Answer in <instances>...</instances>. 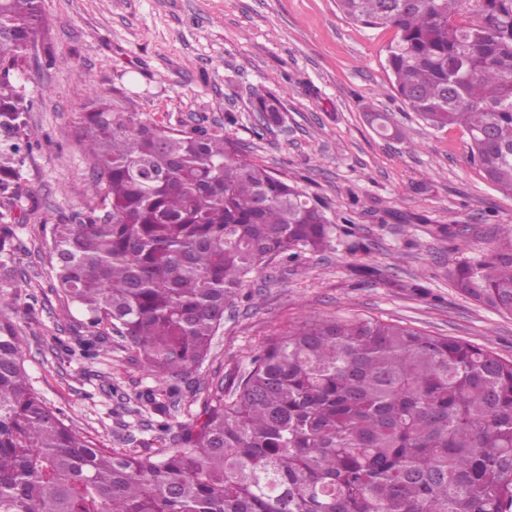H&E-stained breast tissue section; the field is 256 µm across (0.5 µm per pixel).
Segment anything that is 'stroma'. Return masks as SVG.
<instances>
[{"label":"stroma","mask_w":512,"mask_h":512,"mask_svg":"<svg viewBox=\"0 0 512 512\" xmlns=\"http://www.w3.org/2000/svg\"><path fill=\"white\" fill-rule=\"evenodd\" d=\"M42 9L38 51L57 63L25 74L28 123L42 142L18 204L26 282L0 290L13 299L0 318L16 327L34 388L81 436L144 455L180 447L212 387L234 390L269 338L307 319L377 318L512 358V316L461 297L448 280L455 262L497 246L512 225V194L485 180L461 128H429L390 96L394 29L356 25L336 0H42ZM85 83L123 89L161 125L223 127L254 163L311 196L337 239L354 231L370 252L339 246L262 264L174 395L120 336L83 355V316L56 290L40 220H68L92 177L75 137ZM260 96L277 99L279 123L263 126L252 109ZM373 110L405 140L380 136Z\"/></svg>","instance_id":"obj_1"}]
</instances>
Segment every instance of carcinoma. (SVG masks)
<instances>
[{
  "label": "carcinoma",
  "mask_w": 512,
  "mask_h": 512,
  "mask_svg": "<svg viewBox=\"0 0 512 512\" xmlns=\"http://www.w3.org/2000/svg\"><path fill=\"white\" fill-rule=\"evenodd\" d=\"M462 4L336 0L352 22L396 30L390 90L431 128H463L486 180L512 194V0H476L456 23ZM45 26L40 0H0V282L20 274L17 202L38 139L19 71ZM85 93L92 183L50 228L57 290L83 314L84 352L116 332L160 377H184L259 264L325 251L334 229L224 128H170L118 89ZM254 111L280 120L265 97ZM341 245L370 251L353 232ZM448 277L512 315V227ZM203 415L156 459L97 448L35 392L0 319V512H512V360L462 340L309 319L269 339L232 393L217 385Z\"/></svg>",
  "instance_id": "cac0c4a2"
}]
</instances>
